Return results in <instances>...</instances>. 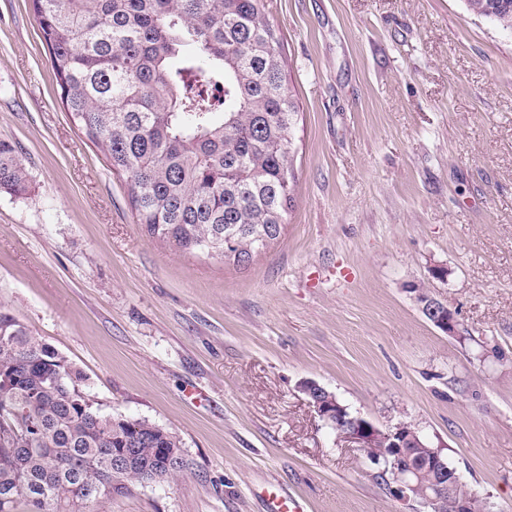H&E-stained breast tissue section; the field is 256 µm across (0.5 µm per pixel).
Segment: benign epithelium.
Here are the masks:
<instances>
[{
    "instance_id": "1",
    "label": "benign epithelium",
    "mask_w": 512,
    "mask_h": 512,
    "mask_svg": "<svg viewBox=\"0 0 512 512\" xmlns=\"http://www.w3.org/2000/svg\"><path fill=\"white\" fill-rule=\"evenodd\" d=\"M415 298L421 305L422 311L429 321L446 333L455 332L453 314L446 306L434 299L426 290L415 289ZM310 402L315 407L319 416L330 421L334 415L331 407L335 406L334 399L328 391L319 384L313 382L303 387ZM337 436L345 441L358 444L360 448H378L380 452L371 458V461H383L385 468L394 473V482L390 485L389 493L403 502H413L417 497H424V505L438 508L445 497V490L437 488L431 494H423L421 484L417 479L418 472L412 468H404L400 463L402 449L424 448L419 438V429L409 428V424L401 422L395 426L381 430L368 421H362L361 416H356L353 424L337 428Z\"/></svg>"
}]
</instances>
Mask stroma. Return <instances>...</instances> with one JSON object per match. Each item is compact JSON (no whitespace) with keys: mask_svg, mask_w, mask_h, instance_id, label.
<instances>
[{"mask_svg":"<svg viewBox=\"0 0 512 512\" xmlns=\"http://www.w3.org/2000/svg\"><path fill=\"white\" fill-rule=\"evenodd\" d=\"M300 107L280 237L237 264L150 236L72 123L31 0H0V311L101 413L176 433L184 473L104 512H414L301 391L447 445L512 512V32L462 0H265ZM427 289L457 335L414 300ZM30 187L29 172L23 156L10 142L0 141V191L20 197ZM315 388L317 389L316 391ZM303 392L306 394L310 402L313 404L319 416L327 423L330 421L334 414H337V412H334L329 409V407H334L338 405L335 404L334 399L330 396V394L328 393V391H326L324 387L313 382L309 383V385H304ZM315 393H318L320 395H316ZM338 407L343 411H346L347 409L345 406Z\"/></svg>","mask_w":512,"mask_h":512,"instance_id":"35a3bbf8","label":"stroma"}]
</instances>
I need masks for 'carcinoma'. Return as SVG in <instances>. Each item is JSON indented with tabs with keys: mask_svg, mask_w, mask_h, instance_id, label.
I'll list each match as a JSON object with an SVG mask.
<instances>
[{
	"mask_svg": "<svg viewBox=\"0 0 512 512\" xmlns=\"http://www.w3.org/2000/svg\"><path fill=\"white\" fill-rule=\"evenodd\" d=\"M512 32V0H464ZM61 100L83 135L130 180L147 233L192 253L248 262L276 240L293 202L290 133L298 105L262 0H32ZM30 187L23 156L0 141V191ZM0 512H92L129 482L178 479L175 433L112 417L79 391L67 360L0 312ZM134 456L121 471L112 457ZM426 484L467 492L429 449H403Z\"/></svg>",
	"mask_w": 512,
	"mask_h": 512,
	"instance_id": "1",
	"label": "carcinoma"
}]
</instances>
